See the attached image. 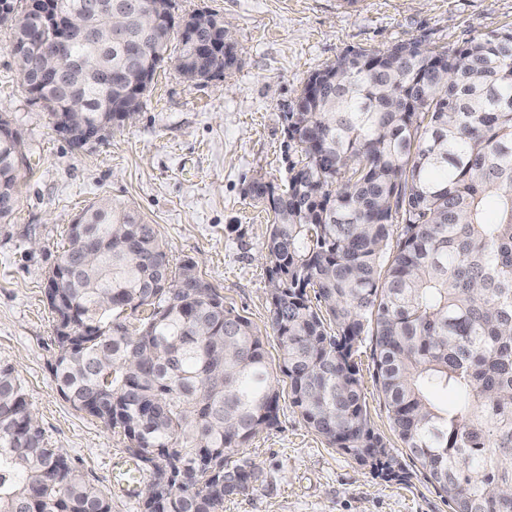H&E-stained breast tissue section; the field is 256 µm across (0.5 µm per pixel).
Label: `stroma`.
I'll return each mask as SVG.
<instances>
[{
	"instance_id": "35a3bbf8",
	"label": "stroma",
	"mask_w": 512,
	"mask_h": 512,
	"mask_svg": "<svg viewBox=\"0 0 512 512\" xmlns=\"http://www.w3.org/2000/svg\"><path fill=\"white\" fill-rule=\"evenodd\" d=\"M178 15L214 14L241 50L237 68L190 82L158 69L135 120L104 141L77 148L33 102L0 24V113L21 132L27 165L18 204L0 223V363L11 365L50 447L63 449L112 512H140L112 488V457L123 434L76 411L58 393L54 323L43 288L82 210L107 196L154 224L172 268L190 263L265 338L280 400L278 426L260 431L235 457L258 479L224 502V512H451L444 496L390 428L369 353L360 366L375 431L396 456L395 476L328 446L285 392L270 327L264 243L271 213L246 194L264 178L283 184L295 152L284 112L308 76L349 50L418 42L454 50L512 24V0H174Z\"/></svg>"
}]
</instances>
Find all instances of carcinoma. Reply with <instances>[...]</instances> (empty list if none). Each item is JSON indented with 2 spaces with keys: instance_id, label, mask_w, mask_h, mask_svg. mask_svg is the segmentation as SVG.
I'll return each instance as SVG.
<instances>
[{
  "instance_id": "cac0c4a2",
  "label": "carcinoma",
  "mask_w": 512,
  "mask_h": 512,
  "mask_svg": "<svg viewBox=\"0 0 512 512\" xmlns=\"http://www.w3.org/2000/svg\"><path fill=\"white\" fill-rule=\"evenodd\" d=\"M122 45L77 42L54 114L100 119L156 67L148 42L187 57L133 13ZM448 58V75L430 68ZM301 160L254 199L266 244L271 329L303 421L362 464L395 473L370 422L355 355L371 346L388 420L452 512H512V27L461 49L401 43L347 52L308 77L284 113ZM21 136L0 135V221L15 212ZM498 218H485L488 199ZM69 267L48 308L60 394L148 471L140 512H224L252 466L229 456L278 425L264 336L191 265L174 275L154 225L102 199L67 232ZM458 396L448 408L432 391ZM0 512H112L66 452L50 448L9 364L0 365Z\"/></svg>"
}]
</instances>
